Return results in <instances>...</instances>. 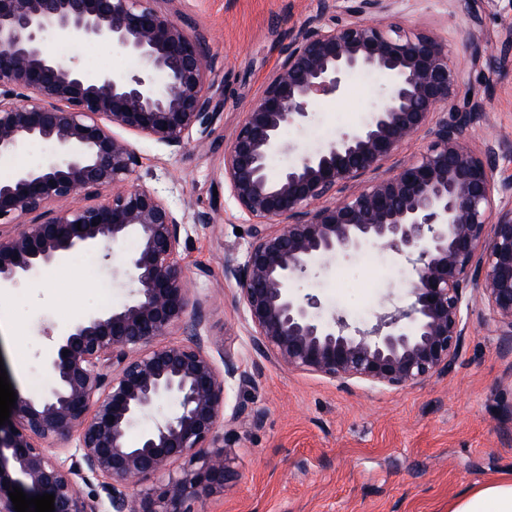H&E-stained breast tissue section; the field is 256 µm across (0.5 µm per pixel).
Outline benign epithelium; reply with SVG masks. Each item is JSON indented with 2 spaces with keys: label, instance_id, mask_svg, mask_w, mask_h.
<instances>
[{
  "label": "benign epithelium",
  "instance_id": "benign-epithelium-1",
  "mask_svg": "<svg viewBox=\"0 0 512 512\" xmlns=\"http://www.w3.org/2000/svg\"><path fill=\"white\" fill-rule=\"evenodd\" d=\"M155 2L0 0V158L34 141L53 150L44 164L0 181V224L17 225L0 233V289L75 252L108 260L128 238L138 241L124 258L133 284L125 302L61 330L45 359L51 387L16 393L0 425V512H15V486L29 498L55 495V512H195L194 502L236 476L219 422L231 434L262 418L238 403L223 419L230 385L251 378L229 357L219 368L208 350L203 303L191 301L181 271V219L156 192L125 186L139 159L113 128L181 149L217 116L205 41ZM354 2L329 19L327 3L296 31L224 154V183L252 220L249 246L242 260L224 264V278L235 282L257 345L277 362L343 386L403 389L452 369L478 302L512 350V179L498 174L512 142L469 145L466 131L487 112L462 93L465 75L446 45L376 20L391 0ZM71 39L107 42L140 68L91 82L77 58L52 50ZM355 71L384 76V104L271 176L282 128L303 124L315 99L341 94ZM418 134L428 139L425 151L384 168ZM109 188L105 202L48 209ZM281 219L287 224L272 229ZM367 244L412 264L407 306L360 327L342 315L322 318L316 297L294 292L317 262ZM174 327L188 339L163 341ZM167 400L174 409L130 440L132 425ZM156 477L140 499L129 495ZM93 479L105 497L80 493L79 483Z\"/></svg>",
  "mask_w": 512,
  "mask_h": 512
}]
</instances>
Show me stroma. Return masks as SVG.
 <instances>
[{"label":"stroma","instance_id":"stroma-1","mask_svg":"<svg viewBox=\"0 0 512 512\" xmlns=\"http://www.w3.org/2000/svg\"><path fill=\"white\" fill-rule=\"evenodd\" d=\"M324 0H175L187 30L205 37L208 74L218 118L205 140L181 150L129 130L119 135L139 157L131 187L153 189L182 218L181 269L194 298L203 300L201 333L216 361L232 357L252 382L231 385L228 405L243 402L262 414L260 425H235L229 441L237 476L205 497L202 512H448L462 495L492 480H512V352L485 324L477 306L448 374L401 390L361 381L340 386L291 370L254 344L225 261L250 241L248 216L224 184V154L248 105L284 58L295 31L318 15ZM387 23L443 42L468 87L486 103L489 125L466 135L512 140V65L490 66L512 30V0H394ZM372 75H352L343 94L317 99L303 128L285 127L284 152L271 173L297 161L337 132L357 127L380 103ZM127 241L112 252L76 253L43 266L15 288L0 291V364L12 386L40 393L51 378L44 366L49 334L94 309L122 303ZM375 268L360 255L342 256L317 275L295 281L314 295L323 316L339 313L368 323L377 312L410 301V267L372 247Z\"/></svg>","mask_w":512,"mask_h":512}]
</instances>
